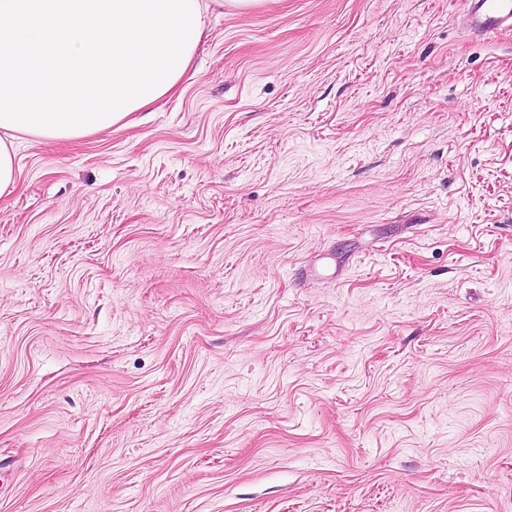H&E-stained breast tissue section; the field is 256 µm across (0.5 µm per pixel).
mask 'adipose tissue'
I'll list each match as a JSON object with an SVG mask.
<instances>
[{"label": "adipose tissue", "instance_id": "ef3b65f1", "mask_svg": "<svg viewBox=\"0 0 512 512\" xmlns=\"http://www.w3.org/2000/svg\"><path fill=\"white\" fill-rule=\"evenodd\" d=\"M260 0H213L249 9ZM209 4V5H212ZM203 0H0V194L16 140H73L169 93L203 36Z\"/></svg>", "mask_w": 512, "mask_h": 512}]
</instances>
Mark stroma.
I'll list each match as a JSON object with an SVG mask.
<instances>
[{
	"mask_svg": "<svg viewBox=\"0 0 512 512\" xmlns=\"http://www.w3.org/2000/svg\"><path fill=\"white\" fill-rule=\"evenodd\" d=\"M210 8L180 84L17 141L0 512H512V28Z\"/></svg>",
	"mask_w": 512,
	"mask_h": 512,
	"instance_id": "1",
	"label": "stroma"
}]
</instances>
